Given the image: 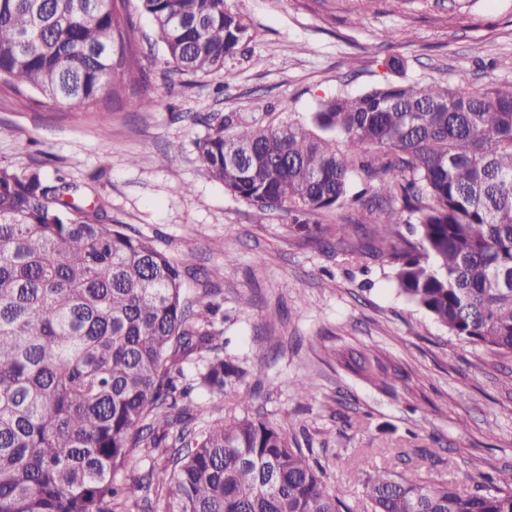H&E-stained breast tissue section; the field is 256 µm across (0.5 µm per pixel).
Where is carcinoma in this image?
I'll use <instances>...</instances> for the list:
<instances>
[{
	"mask_svg": "<svg viewBox=\"0 0 512 512\" xmlns=\"http://www.w3.org/2000/svg\"><path fill=\"white\" fill-rule=\"evenodd\" d=\"M127 0H0V87L79 111L125 65ZM186 75L234 74L249 27L227 0H141ZM320 134H315L310 127ZM343 136L351 153L338 147ZM209 176L312 238L339 208L353 166L378 182L373 235L418 214L417 244L394 249L401 295L448 333L512 357V85L392 83L320 103L310 124L242 126L210 116L197 142ZM148 239L71 198L39 169L0 167V512H512V483L480 489L382 471L354 504L268 419L194 422L192 392L223 397L246 370L219 348L209 283L194 302L183 269ZM353 371L388 386L379 358ZM146 448L136 483L112 475ZM155 488L156 500L139 492Z\"/></svg>",
	"mask_w": 512,
	"mask_h": 512,
	"instance_id": "1",
	"label": "carcinoma"
}]
</instances>
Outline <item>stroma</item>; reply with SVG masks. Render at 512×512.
Segmentation results:
<instances>
[{"label": "stroma", "mask_w": 512, "mask_h": 512, "mask_svg": "<svg viewBox=\"0 0 512 512\" xmlns=\"http://www.w3.org/2000/svg\"><path fill=\"white\" fill-rule=\"evenodd\" d=\"M228 5L251 34L226 62L232 82L174 73L155 21L128 0L129 59L109 79L112 95L74 112L0 90V166L63 178L171 259L191 252L197 271L220 270L219 343L249 374L223 401L197 392L195 402L228 422L242 414L240 391L260 385L253 411L310 449L346 501L381 470L455 477L467 490L468 473L512 482V357L449 335L406 301L390 244L366 238L357 205L316 215L349 227L323 247L292 233L284 212L227 194L196 148L218 112L266 127L309 122L327 98L388 83L512 84V0ZM393 58L402 71L388 68ZM139 71L149 82L134 81ZM145 97L155 107L136 109ZM173 143L180 152L170 153ZM340 350L383 354L392 389L339 365ZM304 376L316 382L306 400L294 388Z\"/></svg>", "instance_id": "obj_1"}]
</instances>
